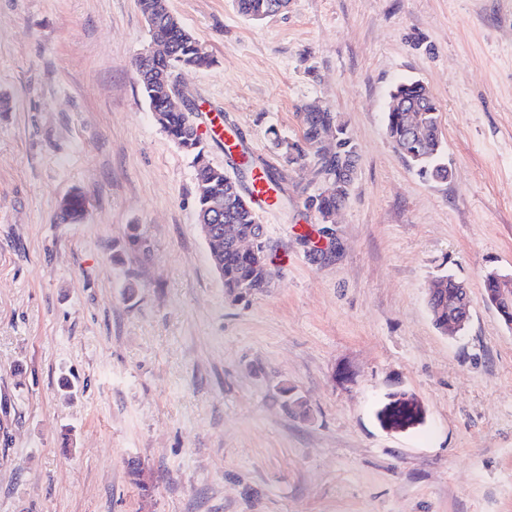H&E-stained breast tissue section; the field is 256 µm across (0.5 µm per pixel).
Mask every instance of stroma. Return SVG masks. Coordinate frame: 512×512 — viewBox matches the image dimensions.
I'll return each instance as SVG.
<instances>
[{"mask_svg":"<svg viewBox=\"0 0 512 512\" xmlns=\"http://www.w3.org/2000/svg\"><path fill=\"white\" fill-rule=\"evenodd\" d=\"M168 5L211 59L177 73L196 125L223 113L283 178L260 218L288 265L227 299L192 159L134 78L138 0H0V512H512V327L484 300L512 273V0ZM402 79L435 98L447 180L387 135ZM313 101L359 148L316 261L267 135L299 138ZM443 272L472 300L452 338L427 306ZM280 3L279 0H235V7L242 16L260 21L277 14ZM508 275L497 270H489L484 275L485 300L497 311L501 306H504V302L500 298L503 293L512 296V274L511 279H506Z\"/></svg>","mask_w":512,"mask_h":512,"instance_id":"obj_1","label":"stroma"}]
</instances>
